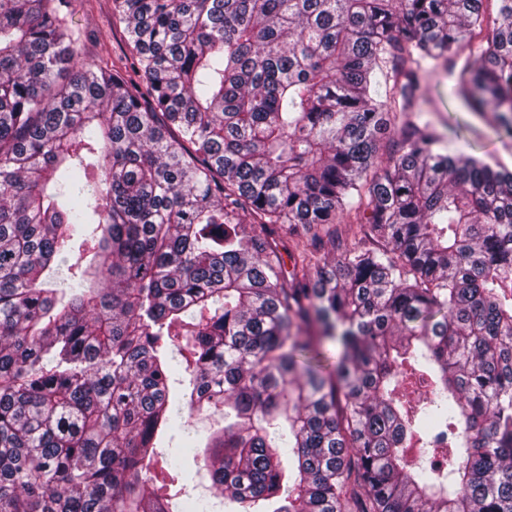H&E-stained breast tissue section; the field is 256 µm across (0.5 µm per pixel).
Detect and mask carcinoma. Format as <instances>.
Here are the masks:
<instances>
[{"label": "carcinoma", "instance_id": "1", "mask_svg": "<svg viewBox=\"0 0 512 512\" xmlns=\"http://www.w3.org/2000/svg\"><path fill=\"white\" fill-rule=\"evenodd\" d=\"M65 8L0 0V512H171L212 410L242 512H512V171L422 108L468 48L512 140V0H112L56 89ZM68 24L77 41L76 68L95 66L130 69L123 26L112 17V0H70Z\"/></svg>", "mask_w": 512, "mask_h": 512}]
</instances>
